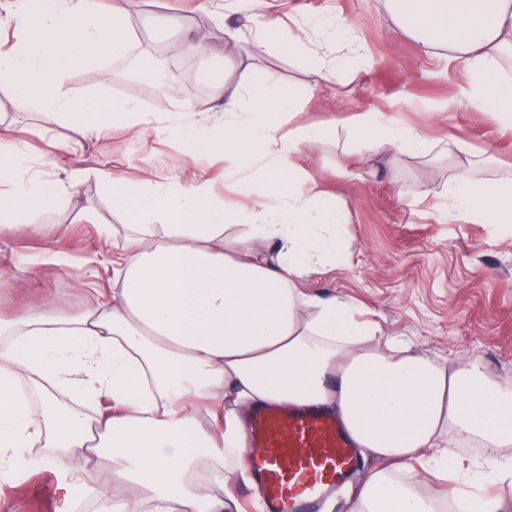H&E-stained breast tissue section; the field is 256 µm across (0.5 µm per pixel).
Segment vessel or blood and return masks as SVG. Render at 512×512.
<instances>
[{
    "label": "vessel or blood",
    "mask_w": 512,
    "mask_h": 512,
    "mask_svg": "<svg viewBox=\"0 0 512 512\" xmlns=\"http://www.w3.org/2000/svg\"><path fill=\"white\" fill-rule=\"evenodd\" d=\"M254 454L246 459L265 492V512H310L358 469L356 448L333 415L268 408L251 417Z\"/></svg>",
    "instance_id": "obj_1"
}]
</instances>
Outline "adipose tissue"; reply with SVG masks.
<instances>
[{
  "instance_id": "obj_1",
  "label": "adipose tissue",
  "mask_w": 512,
  "mask_h": 512,
  "mask_svg": "<svg viewBox=\"0 0 512 512\" xmlns=\"http://www.w3.org/2000/svg\"><path fill=\"white\" fill-rule=\"evenodd\" d=\"M397 26L424 48L440 49L471 76L464 96L512 128V0H387ZM15 42L0 51V87L15 116L0 128V223L36 231L35 218L88 176L68 170L49 180L22 137L25 115L85 116L95 130L114 125L140 134L153 126L137 103L85 96L73 111L70 71L129 51L126 14L107 0H9ZM258 48L306 55L305 24L284 25L265 0H244ZM307 57L324 79L335 62ZM224 134L267 156L271 181L287 195L260 197L236 233L234 198L217 200L206 178L185 184L132 179L110 171L112 201L132 226L112 245V285L90 291L69 310L54 298L22 311L0 310V477L52 469L72 499L99 512H235L225 487L248 480L252 447L245 414L275 404L316 406L341 418L361 454L381 461L356 492L352 512H442L439 501L402 475L425 460L434 472L465 481L464 512H504L486 480L512 475V382L488 373L480 358L449 368L377 327L347 299L306 292L304 280L343 255L342 213L318 185L300 179V147L313 133H280L270 116L292 111L249 72L232 93L216 87ZM349 127L376 152L424 147L423 131L354 116ZM448 200L469 219L512 224V183L476 188L458 179ZM270 242L266 251L253 240ZM467 434L483 448L461 479L442 442ZM81 459L83 469L71 466Z\"/></svg>"
}]
</instances>
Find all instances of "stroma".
I'll return each instance as SVG.
<instances>
[{
	"mask_svg": "<svg viewBox=\"0 0 512 512\" xmlns=\"http://www.w3.org/2000/svg\"><path fill=\"white\" fill-rule=\"evenodd\" d=\"M113 2L125 8L135 42L149 52L155 69L147 77H126L123 56L79 67L68 80L74 102L90 94L127 99L148 120L176 122V103L187 101L220 127L224 118L212 89L197 79L204 63L222 68L225 89H233L247 71L272 94L292 93L293 115L273 120L326 127L325 135L304 144L302 175L327 189L344 213L345 256L313 274L307 291L350 299L382 336L407 337L447 366L478 356L492 375L512 381V224L470 221L449 206L446 195L449 182L462 176L478 187L511 177L512 130L468 107L459 94L470 81L463 66L427 54L396 27L385 0H267L283 17L343 16L355 23L354 71L334 84L297 57L255 50L247 12L225 11L226 0H215L216 11L226 14L222 23L201 12L198 0ZM185 27L203 32L206 59L173 53ZM364 112L422 129L428 149L400 151L390 160L350 153L346 125ZM346 162L353 176H339ZM118 163L132 177L150 174L183 183L203 170L216 197L233 191L219 154L195 153L178 131L138 137L120 128L102 136L90 133L65 165L50 154L42 170L59 180L69 167L105 170ZM40 221L36 234L0 228V304H37L49 294L80 310L88 300L86 263L111 252L129 217L113 207L108 189L92 177ZM101 223L110 225V235L98 234ZM56 249L66 250L74 264L50 275L34 260ZM0 501L14 512L97 510L94 502H73L49 470L0 486Z\"/></svg>",
	"mask_w": 512,
	"mask_h": 512,
	"instance_id": "obj_1",
	"label": "stroma"
}]
</instances>
